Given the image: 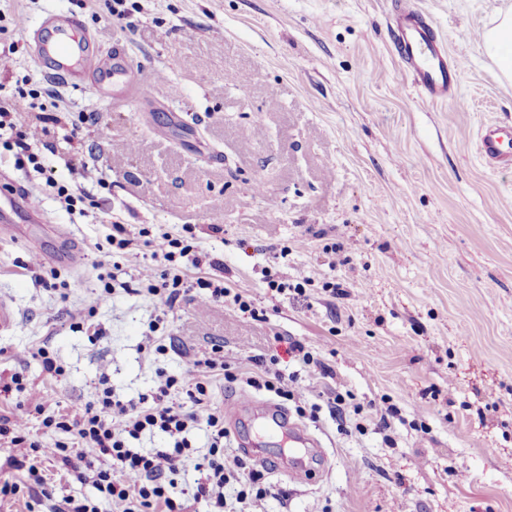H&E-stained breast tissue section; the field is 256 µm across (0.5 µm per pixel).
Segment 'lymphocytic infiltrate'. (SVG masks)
<instances>
[{
  "label": "lymphocytic infiltrate",
  "instance_id": "lymphocytic-infiltrate-1",
  "mask_svg": "<svg viewBox=\"0 0 512 512\" xmlns=\"http://www.w3.org/2000/svg\"><path fill=\"white\" fill-rule=\"evenodd\" d=\"M35 107V102L22 97L0 103V132L10 135L16 166H31L62 207L74 211L79 195L59 183L54 167L44 164L36 152L45 126L34 122L19 127L12 120L13 114ZM183 230L180 237L159 233L152 262L139 273L143 292L155 300L157 308L142 344L160 356L168 351L161 327L180 299L188 297L201 306L227 303L251 318L259 316L252 299L233 291L220 278L223 260L200 250L191 225H184ZM190 266L199 271L192 281L186 277ZM289 351L300 364L298 370L283 371L276 359L257 356L253 359L256 371L247 377V385L287 400L300 392L302 372L331 375L330 366L314 358L301 343H291ZM156 377L149 393L124 401L114 396L108 375H101L83 407L51 414L23 372L0 377V395H22L29 415L68 436L67 441L55 447H43L21 418L0 413V441L14 449L0 464V500L23 491L37 500L51 499L52 491L42 473V465L48 461L60 472L91 481L97 491L92 499L66 496L54 501L52 512H187L184 502L175 499L172 490L192 448L190 434L202 427L207 433L208 452L196 465L199 476L193 500L206 501L214 512H224L225 490L231 486L238 503L252 512H262L272 487L259 473L247 472L242 457L225 454L224 410L214 405L210 394V385L216 378L231 383L238 380L224 364L223 343L212 342L209 350L192 359L184 373L175 375L160 367ZM155 431L166 434L171 447L145 453L133 448L134 440Z\"/></svg>",
  "mask_w": 512,
  "mask_h": 512
}]
</instances>
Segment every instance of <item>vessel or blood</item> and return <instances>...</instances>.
<instances>
[{"mask_svg": "<svg viewBox=\"0 0 512 512\" xmlns=\"http://www.w3.org/2000/svg\"><path fill=\"white\" fill-rule=\"evenodd\" d=\"M391 48L398 57L412 86L430 102H444L452 96L464 71V62L450 56L436 29L427 20L417 0H395L388 27ZM34 53L47 75L64 85L88 88L105 97H125L132 87L123 79L124 58L116 49L105 50L88 33L80 15L51 13L41 22L34 38ZM484 161L497 168L512 167V125H486L478 140ZM46 217L35 190L17 185L0 196V235L14 239L24 236L23 225L40 224ZM34 257L41 263H59L67 267L81 259L78 248L68 247L49 255L30 243ZM260 408L263 422L276 430L287 431L290 442L305 447L313 444L307 430L291 420L283 407L253 397H229L224 401V415L235 420L240 414Z\"/></svg>", "mask_w": 512, "mask_h": 512, "instance_id": "b4317fda", "label": "vessel or blood"}]
</instances>
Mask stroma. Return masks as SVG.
Returning <instances> with one entry per match:
<instances>
[{
	"mask_svg": "<svg viewBox=\"0 0 512 512\" xmlns=\"http://www.w3.org/2000/svg\"><path fill=\"white\" fill-rule=\"evenodd\" d=\"M466 68L456 94L433 105L412 87L387 36V0H0V26L23 24L0 46V93L37 90L61 100L40 155L57 179L87 196L67 212L48 188L47 225L30 238L52 250L62 225L84 251L73 270L34 264L24 243L0 238V376L24 371L47 411L81 408L101 372L114 394L138 397L157 366L178 374L212 341L241 374L256 355L298 364L301 342L333 375H303L301 422L321 442L311 480L268 474L283 488L267 512H512V168L477 150L481 128L512 124V85L500 81L481 33L512 0H420ZM73 11L103 48H121L138 92L106 100L48 77L28 32L50 12ZM74 141H67L71 128ZM102 170L105 185L80 177ZM196 227L199 246L224 261V280L267 312L182 301L167 317L162 362L141 347L156 313L137 293L142 254L121 256L117 291L95 320L97 342L76 331L94 288L111 222ZM343 242L332 267L324 246ZM290 247L276 261L273 249ZM274 265L295 280L339 279L347 298H275ZM48 346L65 369L45 376L31 353ZM364 404L346 422L324 406L337 393ZM398 413L376 426L372 402Z\"/></svg>",
	"mask_w": 512,
	"mask_h": 512,
	"instance_id": "1",
	"label": "stroma"
}]
</instances>
